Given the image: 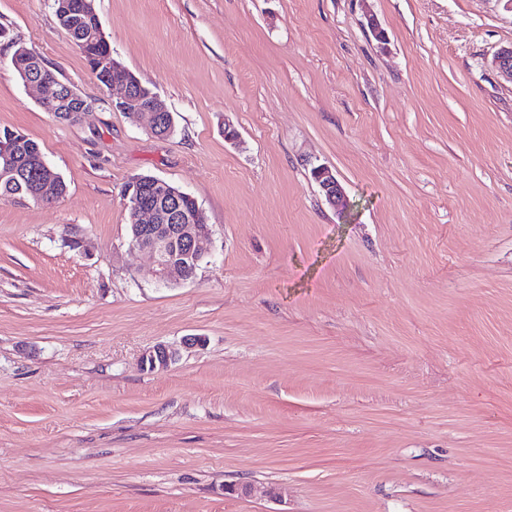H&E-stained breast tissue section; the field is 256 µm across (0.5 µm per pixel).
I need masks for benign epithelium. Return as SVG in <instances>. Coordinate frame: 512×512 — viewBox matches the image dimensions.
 <instances>
[{"label":"benign epithelium","instance_id":"benign-epithelium-1","mask_svg":"<svg viewBox=\"0 0 512 512\" xmlns=\"http://www.w3.org/2000/svg\"><path fill=\"white\" fill-rule=\"evenodd\" d=\"M60 3L59 20L69 26L82 14L96 13L95 0H56ZM35 53L24 45H16L12 65L27 86L40 88L44 94L39 98L40 106L58 118L75 121L90 112L93 105L84 100L71 85L57 77H46L30 66ZM107 70L108 102L112 108L126 113L134 120L148 119L149 132L160 138L169 135L174 128L172 113L154 92H144L141 81L113 54L102 61ZM495 67L512 77V46L500 49L494 56ZM23 139L8 132L0 134V176L9 177L23 164L38 168L39 182L37 198L42 202L60 197V176L52 171L42 158L39 148L29 146L20 152ZM326 201L334 208L343 206L344 190L333 171L323 165L312 170ZM154 203L147 204L142 196L133 194L127 203L133 227L130 247L149 253L154 263L157 281L165 285L184 284L195 278L196 264L205 254L204 242L210 236L208 224L203 219L190 216L182 207L188 198L185 192L170 186L166 181L152 177L148 180ZM199 336H187L180 346L158 345L143 355L145 369L164 371L174 365L180 357V348L198 346Z\"/></svg>","mask_w":512,"mask_h":512}]
</instances>
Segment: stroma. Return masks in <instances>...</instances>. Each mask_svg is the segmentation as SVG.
Listing matches in <instances>:
<instances>
[{
  "mask_svg": "<svg viewBox=\"0 0 512 512\" xmlns=\"http://www.w3.org/2000/svg\"><path fill=\"white\" fill-rule=\"evenodd\" d=\"M96 10L175 131L105 103L52 0H0V131L66 184L0 196V512H512V0ZM17 42L96 108L45 112ZM138 174L205 216L190 282L129 246ZM312 177L318 184L326 201L334 208L339 209L345 200L344 190L333 171L323 165L314 167ZM180 357V348L173 345H158L143 355V366L148 371H164L174 365Z\"/></svg>",
  "mask_w": 512,
  "mask_h": 512,
  "instance_id": "1",
  "label": "stroma"
}]
</instances>
